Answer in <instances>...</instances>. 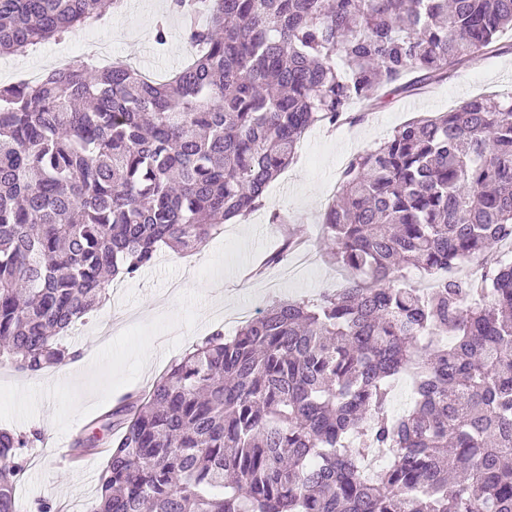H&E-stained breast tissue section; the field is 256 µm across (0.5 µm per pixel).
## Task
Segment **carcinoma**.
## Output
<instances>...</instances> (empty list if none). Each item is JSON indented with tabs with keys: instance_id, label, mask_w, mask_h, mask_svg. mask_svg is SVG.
<instances>
[{
	"instance_id": "1",
	"label": "carcinoma",
	"mask_w": 512,
	"mask_h": 512,
	"mask_svg": "<svg viewBox=\"0 0 512 512\" xmlns=\"http://www.w3.org/2000/svg\"><path fill=\"white\" fill-rule=\"evenodd\" d=\"M170 0L197 49L169 79L77 61L0 86V356L30 373L160 249L263 205L305 133L428 87L512 31V0ZM105 15L0 0V51ZM323 239L350 274L193 344L111 434L90 512H512V89L416 117L345 164ZM434 282L424 294L403 270ZM411 404L394 415L392 383ZM0 431V512L22 449Z\"/></svg>"
}]
</instances>
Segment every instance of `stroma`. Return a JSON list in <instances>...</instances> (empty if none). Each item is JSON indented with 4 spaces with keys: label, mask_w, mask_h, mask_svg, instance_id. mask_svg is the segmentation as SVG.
<instances>
[{
    "label": "stroma",
    "mask_w": 512,
    "mask_h": 512,
    "mask_svg": "<svg viewBox=\"0 0 512 512\" xmlns=\"http://www.w3.org/2000/svg\"><path fill=\"white\" fill-rule=\"evenodd\" d=\"M107 10L91 30L94 46L127 60L155 78L179 69L189 56L182 22L166 0H127ZM165 20L169 37L157 48L154 29ZM73 37L48 41L36 51L0 55V84L22 79L45 58L72 53ZM512 87V32L491 55H476L437 84L398 96L354 125L314 127L288 170L268 188L263 208L225 225L198 252L161 250L137 277L112 283V296L79 332L64 336L75 349L96 347L95 357L71 361L69 374L51 368L31 375L0 357V430L43 439L24 449L26 470L17 485L21 503L46 500L87 512L97 498L108 437L99 417L128 393L147 390L200 337L220 328L234 333L278 297L314 299L345 283L328 259L321 222L347 160L377 148L393 131L424 112H445L459 101ZM280 223H271L272 214ZM299 228L306 253H289L277 265L266 259L283 248L285 226ZM97 437V448L69 463L64 447L76 435Z\"/></svg>",
    "instance_id": "obj_1"
}]
</instances>
